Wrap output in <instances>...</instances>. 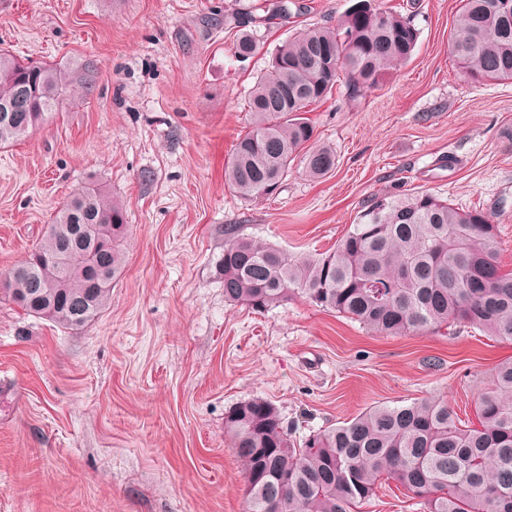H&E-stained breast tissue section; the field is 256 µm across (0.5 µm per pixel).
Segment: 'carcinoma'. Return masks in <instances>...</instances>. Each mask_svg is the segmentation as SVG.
<instances>
[{
    "label": "carcinoma",
    "instance_id": "cac0c4a2",
    "mask_svg": "<svg viewBox=\"0 0 512 512\" xmlns=\"http://www.w3.org/2000/svg\"><path fill=\"white\" fill-rule=\"evenodd\" d=\"M418 37L409 19L377 5L282 42L248 94V130L224 171L229 185L245 199L269 197L297 157L312 179L331 173L336 152L316 142L304 113L343 77L352 97L378 87L410 59ZM448 48L465 79L512 80V16L496 0H460ZM232 51L247 59L258 44L240 32ZM317 51L336 61L335 75L327 74ZM91 82L87 69L23 65L1 51L0 107L22 86L34 87V94L24 111H0V146L26 137L72 87ZM53 224L63 235H43L11 270L6 297L30 316L77 330L106 307L123 271L124 211L89 182L63 202ZM96 224L112 225V233L99 250L104 275L94 282L84 275L83 231ZM219 233L218 273L231 304L262 312L301 292L381 335L459 323L512 342V270L503 269L496 226L481 211L461 212L423 190L384 194L334 251L318 256L292 255L238 224H224ZM57 251L67 256L63 270L41 262ZM474 411L476 422L464 423L444 401L375 405L299 446L277 407L255 398L233 407L224 429L244 471L246 512H360L383 476L422 499L426 512H512V361L497 365Z\"/></svg>",
    "mask_w": 512,
    "mask_h": 512
}]
</instances>
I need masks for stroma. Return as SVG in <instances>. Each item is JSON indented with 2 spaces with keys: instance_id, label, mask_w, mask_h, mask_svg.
<instances>
[{
  "instance_id": "obj_1",
  "label": "stroma",
  "mask_w": 512,
  "mask_h": 512,
  "mask_svg": "<svg viewBox=\"0 0 512 512\" xmlns=\"http://www.w3.org/2000/svg\"><path fill=\"white\" fill-rule=\"evenodd\" d=\"M0 0V49L93 65L28 137L0 147V276L70 193L126 208L125 268L97 319L66 330L0 297V512H245L224 417L271 401L296 438L365 409L442 399L460 419L512 342L467 327L383 336L295 294L257 313L224 299L218 228L295 255L332 251L374 197L425 190L499 230L512 269V81L456 71L457 0H380L416 51L364 96L338 84L308 117L336 151L325 178L293 162L278 193L240 197L224 167L274 48L336 26L355 0ZM259 54L237 60L239 28Z\"/></svg>"
}]
</instances>
